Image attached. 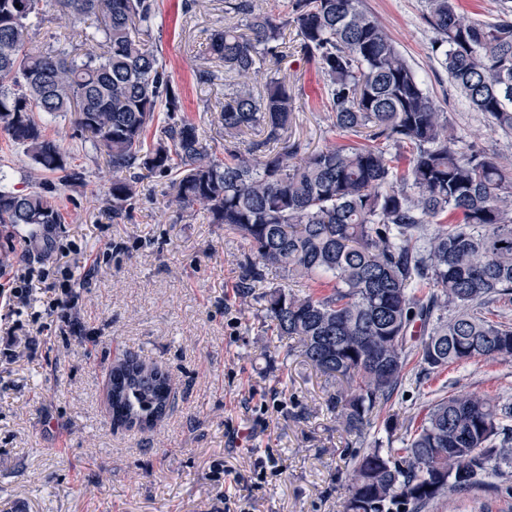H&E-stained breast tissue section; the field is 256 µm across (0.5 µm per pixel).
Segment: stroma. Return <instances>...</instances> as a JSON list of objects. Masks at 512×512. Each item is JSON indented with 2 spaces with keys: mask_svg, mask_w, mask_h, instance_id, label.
Here are the masks:
<instances>
[{
  "mask_svg": "<svg viewBox=\"0 0 512 512\" xmlns=\"http://www.w3.org/2000/svg\"><path fill=\"white\" fill-rule=\"evenodd\" d=\"M158 0L148 43L181 93L183 111L216 152L224 150L219 115L226 83L237 76L203 54L208 35L227 25L224 0ZM390 32L436 108L448 115L464 144L512 169V138L472 110L440 67L425 0H363ZM29 45H71L98 51L97 23L63 14L43 0ZM203 70L214 80H200ZM280 72L299 96L292 138L315 149L343 143L323 106V82L295 52ZM47 135L61 143L82 179L58 182L37 170L25 148L0 133V185L44 191L63 215L53 235L48 278L29 283L35 308L10 316L12 278L28 256L20 236L0 232V512H225L243 497L244 512H342L351 468L350 440L328 406L324 377L275 335L266 296L286 284L270 267L243 293L248 248L203 210L168 207V178L140 171V194L129 217L116 219L105 200L112 177L106 155L78 131L73 116L38 113ZM101 263L81 290L82 336L61 333L51 314L60 270ZM137 355L165 368L173 407L152 429L112 425L106 384L113 362ZM461 390L512 400V362L452 365L434 374L410 361L399 393L376 410L372 438L416 428L435 400ZM232 480L214 481L216 468ZM428 512H512V494L483 487L442 498Z\"/></svg>",
  "mask_w": 512,
  "mask_h": 512,
  "instance_id": "35a3bbf8",
  "label": "stroma"
}]
</instances>
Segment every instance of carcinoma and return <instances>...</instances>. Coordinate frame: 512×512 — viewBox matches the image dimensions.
<instances>
[{"mask_svg": "<svg viewBox=\"0 0 512 512\" xmlns=\"http://www.w3.org/2000/svg\"><path fill=\"white\" fill-rule=\"evenodd\" d=\"M41 0H0V132L25 146L39 169L80 180L61 145L34 113L74 115L77 130L112 167L106 201L119 218L138 195L134 169L170 177L171 203L198 206L250 248L243 280L275 266L289 279L330 277L325 292L271 291L279 336L296 341L316 372L334 382L328 404L349 435L366 437L373 412L398 391L406 335L420 321L421 370L470 361H512V327L474 307L512 297V172L470 150L454 133L363 0H291L280 19L258 0H226L244 22L209 37L204 53L237 74L276 67L286 30L320 71L331 126L357 140L308 150L264 151L291 128L298 97L271 77L255 95L245 83L224 94V136L259 129L251 153L220 158L191 119L145 36L155 0H55L72 18L100 20V53L28 50ZM439 63L473 110L512 134V7L493 21L469 19L457 0H425ZM168 122L152 146L155 112ZM410 149L406 164L399 151ZM62 222L53 197L0 189V226L31 229L29 246L48 253ZM435 225L426 237L423 226ZM454 306L448 318L439 311ZM112 424L154 426L172 406L169 374L125 356L112 364ZM344 512H425L447 494L478 489L512 465V405L457 392L433 402L400 448L379 441L351 451Z\"/></svg>", "mask_w": 512, "mask_h": 512, "instance_id": "1", "label": "carcinoma"}]
</instances>
